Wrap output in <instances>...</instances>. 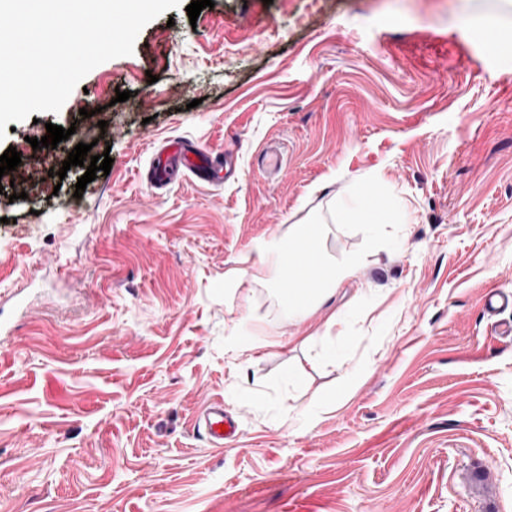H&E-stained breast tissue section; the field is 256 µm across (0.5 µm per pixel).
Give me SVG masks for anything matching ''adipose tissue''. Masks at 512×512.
<instances>
[{
	"label": "adipose tissue",
	"mask_w": 512,
	"mask_h": 512,
	"mask_svg": "<svg viewBox=\"0 0 512 512\" xmlns=\"http://www.w3.org/2000/svg\"><path fill=\"white\" fill-rule=\"evenodd\" d=\"M300 248L311 251L313 267L297 269L295 252ZM360 265L356 254L340 260L328 255L316 225L292 224L286 232L271 234L250 264L228 272L227 281L234 284L250 279L270 284L289 316L304 318L324 306L337 286L352 278Z\"/></svg>",
	"instance_id": "adipose-tissue-1"
}]
</instances>
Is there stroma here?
Listing matches in <instances>:
<instances>
[{"label": "stroma", "instance_id": "1", "mask_svg": "<svg viewBox=\"0 0 512 512\" xmlns=\"http://www.w3.org/2000/svg\"><path fill=\"white\" fill-rule=\"evenodd\" d=\"M213 2L0 140L21 154L0 176V512H512V335L481 304L512 290V33L476 23L499 0ZM50 123L71 136L32 149ZM176 139L236 167L151 188ZM81 142L113 164L80 193L83 167L48 171ZM374 189L395 223L331 222ZM315 213L332 256L362 257L330 305L292 320L253 281L228 294ZM334 311L336 360L310 367L299 339ZM258 323L273 346L243 351ZM212 400L239 422L220 449L194 428Z\"/></svg>", "mask_w": 512, "mask_h": 512}]
</instances>
